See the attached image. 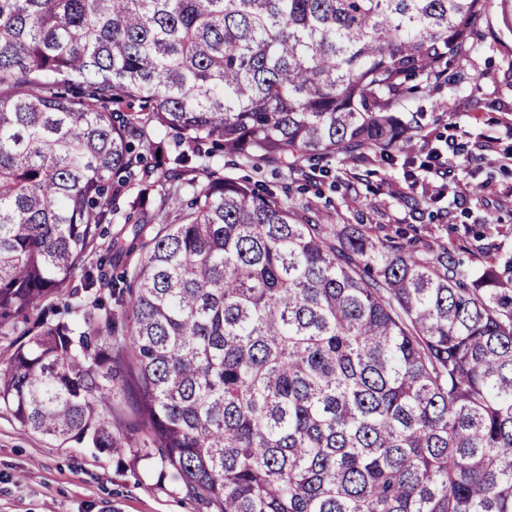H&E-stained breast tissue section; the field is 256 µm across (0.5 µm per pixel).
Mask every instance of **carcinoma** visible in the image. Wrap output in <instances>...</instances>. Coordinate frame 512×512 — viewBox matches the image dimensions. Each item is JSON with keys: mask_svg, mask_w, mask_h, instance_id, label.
Instances as JSON below:
<instances>
[{"mask_svg": "<svg viewBox=\"0 0 512 512\" xmlns=\"http://www.w3.org/2000/svg\"><path fill=\"white\" fill-rule=\"evenodd\" d=\"M491 11L512 33V0H0V334L32 324L0 404L159 458L212 512H512L503 227L468 230L478 273L221 174L413 151L396 107L450 83ZM136 181L167 188L123 210Z\"/></svg>", "mask_w": 512, "mask_h": 512, "instance_id": "cac0c4a2", "label": "carcinoma"}]
</instances>
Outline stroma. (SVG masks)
I'll return each instance as SVG.
<instances>
[{
	"label": "stroma",
	"mask_w": 512,
	"mask_h": 512,
	"mask_svg": "<svg viewBox=\"0 0 512 512\" xmlns=\"http://www.w3.org/2000/svg\"><path fill=\"white\" fill-rule=\"evenodd\" d=\"M480 26L486 39L462 68L461 81L398 107L423 113L425 137L416 164L350 162L339 154L330 168L337 188L319 174L289 172L275 163L225 162L224 175L288 192L297 211L315 209L331 224H413L427 237L466 244V229L492 221L504 226L500 252L512 254V33L497 15ZM448 162L440 186L420 163L431 151ZM0 512H209L189 496L179 472L155 459L117 465L112 456L76 441L62 442L21 426L0 408Z\"/></svg>",
	"instance_id": "stroma-1"
}]
</instances>
